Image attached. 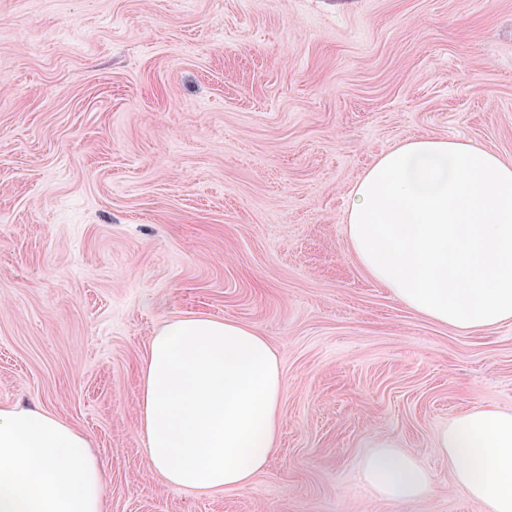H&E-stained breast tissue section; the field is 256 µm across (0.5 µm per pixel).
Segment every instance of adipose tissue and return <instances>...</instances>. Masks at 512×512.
Here are the masks:
<instances>
[{"label":"adipose tissue","instance_id":"obj_1","mask_svg":"<svg viewBox=\"0 0 512 512\" xmlns=\"http://www.w3.org/2000/svg\"><path fill=\"white\" fill-rule=\"evenodd\" d=\"M355 258L407 308L464 330L512 320V163L463 140H406L364 173L345 215ZM282 373L250 326L166 321L141 369L144 459L168 484L247 490L278 439ZM454 485L512 512V411L475 407L440 434ZM362 476L382 498L432 495L435 476L380 441ZM0 512H104L87 436L54 414L0 405Z\"/></svg>","mask_w":512,"mask_h":512}]
</instances>
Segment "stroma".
Masks as SVG:
<instances>
[{
    "instance_id": "35a3bbf8",
    "label": "stroma",
    "mask_w": 512,
    "mask_h": 512,
    "mask_svg": "<svg viewBox=\"0 0 512 512\" xmlns=\"http://www.w3.org/2000/svg\"><path fill=\"white\" fill-rule=\"evenodd\" d=\"M420 136L512 161V0H0V403L89 435L106 512H487L436 441L512 409V320L406 308L346 235L363 173ZM191 315L280 359L245 491L143 460L150 340ZM380 439L438 491L380 498Z\"/></svg>"
}]
</instances>
